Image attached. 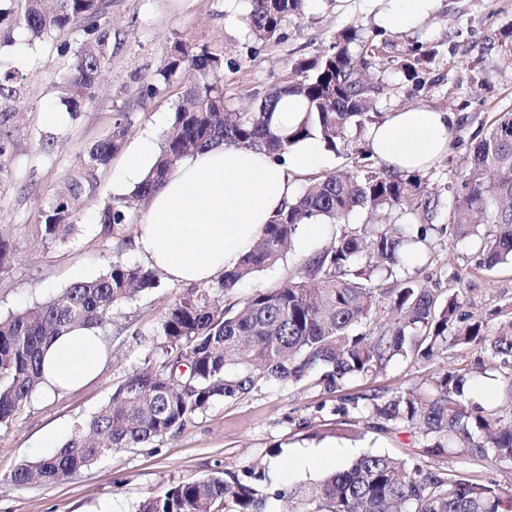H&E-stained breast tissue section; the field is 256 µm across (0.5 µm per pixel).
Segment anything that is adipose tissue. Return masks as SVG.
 Here are the masks:
<instances>
[{
	"label": "adipose tissue",
	"instance_id": "adipose-tissue-1",
	"mask_svg": "<svg viewBox=\"0 0 512 512\" xmlns=\"http://www.w3.org/2000/svg\"><path fill=\"white\" fill-rule=\"evenodd\" d=\"M379 25L400 30L422 23L437 0H379ZM458 117L427 108L403 109L370 127L374 155L397 172L424 171L448 152ZM157 159L154 140L144 137L128 150L117 192L141 182ZM320 137L290 147L282 156L218 146L177 164L150 197L137 252L170 281L206 283L234 268L265 224L295 194L296 178L326 165ZM110 358L100 330L81 326L46 350L42 390L52 395L95 379Z\"/></svg>",
	"mask_w": 512,
	"mask_h": 512
}]
</instances>
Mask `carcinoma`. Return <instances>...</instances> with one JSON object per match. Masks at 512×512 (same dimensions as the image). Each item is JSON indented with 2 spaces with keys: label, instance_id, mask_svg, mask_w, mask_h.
Wrapping results in <instances>:
<instances>
[{
  "label": "carcinoma",
  "instance_id": "cac0c4a2",
  "mask_svg": "<svg viewBox=\"0 0 512 512\" xmlns=\"http://www.w3.org/2000/svg\"><path fill=\"white\" fill-rule=\"evenodd\" d=\"M18 12L0 10V24L23 28L31 39L51 38L61 60L60 100L76 114L90 106L103 72L112 63V33L102 0H17ZM305 0H249L245 23L253 40L281 38L288 18ZM358 30L336 34V51L300 60L297 85L256 92L251 112H230L221 72L235 62L205 48L192 51L176 41L152 77L139 87L145 97L179 69L195 71L196 82L165 132L157 160L133 195L150 198L168 172L185 157L224 143L281 155L318 134L327 150L354 156L355 171L329 173L280 210L251 251L218 277L224 292L284 259L299 226L320 219L336 226L332 242L306 257L284 285L255 289L240 309L220 308L209 288L176 297L154 329L164 360L135 370L83 426L51 455L19 464L11 475L18 487L53 486L89 469L123 448L150 445L206 412L219 399H237L266 383L279 382L323 394L337 393L333 408L346 436H359L351 416L380 433L405 429L432 456L491 457L512 467V419L469 395L471 370L452 365L407 391L343 395L356 378L377 375L393 361L430 363L450 349L480 348L500 367H512V317L489 332L462 309L458 294L446 296L413 276L392 288L404 258L431 240L450 234L478 244L480 264L491 269L512 263V109L499 113L468 157L458 188L431 173L398 174L374 157L367 142L350 139L383 120L358 69L350 44ZM438 50L419 45L403 59L409 81L434 61ZM303 96L310 110L286 135L275 133L270 115L285 94ZM127 115L116 113L113 128L88 150L90 166L104 168L120 147ZM71 175L30 230L43 244H64L74 231L69 201L81 191ZM387 211L383 224H351L362 210ZM106 232L127 226L126 205L115 199L100 212ZM8 229L0 230V275L16 260ZM159 286V270L112 263L94 279L72 284L62 297L0 318V428H7L41 388V362L52 339L74 324L100 329L114 307ZM512 512V494L463 468H431L414 458L367 452L322 479L277 488L268 471L245 465L222 477L171 485L141 500L136 512Z\"/></svg>",
  "mask_w": 512,
  "mask_h": 512
}]
</instances>
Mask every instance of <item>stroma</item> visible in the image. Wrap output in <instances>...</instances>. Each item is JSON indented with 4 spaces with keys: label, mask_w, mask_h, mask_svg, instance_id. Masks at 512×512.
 I'll use <instances>...</instances> for the list:
<instances>
[{
    "label": "stroma",
    "mask_w": 512,
    "mask_h": 512,
    "mask_svg": "<svg viewBox=\"0 0 512 512\" xmlns=\"http://www.w3.org/2000/svg\"><path fill=\"white\" fill-rule=\"evenodd\" d=\"M112 23V64L101 79L95 103L71 117L57 97V55L51 45L29 43L23 29L0 25V66L19 70L22 80L11 107L9 124L15 140L12 156L0 169V228L8 227L19 251L8 273L0 276V317L44 302L70 285L105 273L111 263L140 262L134 239L144 223L147 205L128 211L123 232L107 233L99 212L111 202L120 177L124 153L109 166L87 164L89 148L112 127L113 115H128L126 143L149 135L161 140L173 113L196 74L179 70L159 84L152 97H140V80L159 66L171 44L183 41L233 59L224 71V92L230 109L253 106V94L286 83H299L293 63L331 52L338 31L355 26L385 44L383 58L361 65L363 79L375 89L379 111L433 108L457 114L456 143L436 162L444 180L461 178L472 146L483 137L499 112L512 106V0H440L420 25L389 30L376 25L368 0H313L302 14L292 16L280 40L267 44L249 38L243 15L245 0H105ZM437 46L430 85L417 88L395 68L412 47ZM55 112L62 123H51ZM51 135L54 144L40 151L38 140ZM82 177L75 201L77 230L69 243L44 246L29 227L39 212L62 189L70 174ZM290 251L277 266L258 272L244 287L219 293L220 303L240 301L256 288H270L292 277L304 259ZM406 271L432 289L458 292L465 310L496 327L512 313V265H481L476 248L448 239L437 243L432 255L406 263ZM186 285L162 280L153 292L115 307L112 324L104 331L111 357L105 369L84 387L55 397L35 394L9 429H0V512H135L138 502L170 484L202 478L256 463L268 467L278 485L312 482L332 467L349 464L360 453L376 451L405 456L416 444L413 434L367 432L364 438L337 436L336 418L329 409L335 396L270 384L235 400H220L196 416L180 432L142 448L112 452L79 475L57 485L18 487L10 474L20 463L46 456L45 433L58 431L66 441L78 422L89 419L108 402L113 389L133 370L160 361L147 330L164 316ZM468 364L476 374L470 394L500 415H512L506 394L512 371L497 368L479 349L448 352L434 363L396 362L382 373L351 382L348 393L406 390L455 362ZM281 446L282 453L268 451ZM434 467H461L476 478L512 490V473L490 458L429 456Z\"/></svg>",
    "instance_id": "obj_1"
}]
</instances>
